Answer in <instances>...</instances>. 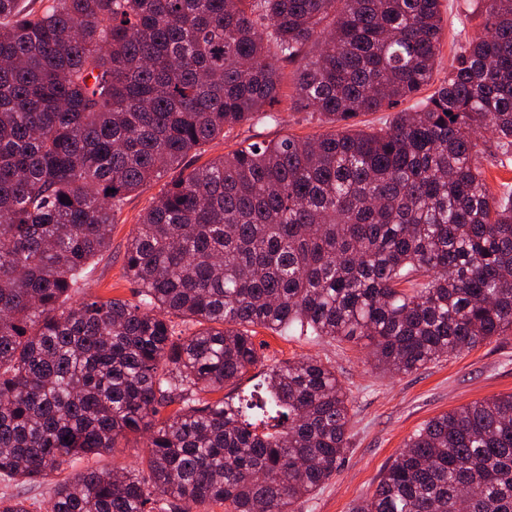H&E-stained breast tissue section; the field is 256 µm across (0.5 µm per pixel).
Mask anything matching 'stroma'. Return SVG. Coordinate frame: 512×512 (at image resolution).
I'll list each match as a JSON object with an SVG mask.
<instances>
[{
  "instance_id": "stroma-1",
  "label": "stroma",
  "mask_w": 512,
  "mask_h": 512,
  "mask_svg": "<svg viewBox=\"0 0 512 512\" xmlns=\"http://www.w3.org/2000/svg\"><path fill=\"white\" fill-rule=\"evenodd\" d=\"M443 36L437 58L436 79L448 74V64L459 45L482 29L479 0H441ZM297 65H282L281 96L272 108L276 118L235 128L226 137L190 153L182 163L193 169L241 145L292 135L306 140L334 132V125L290 106ZM153 182L129 196L115 215L107 251L78 291L79 296L137 302L136 286L126 274L127 245L153 197L161 189ZM262 359L243 381L250 389L268 367L285 360L315 357L331 365L350 394L348 450L338 472L313 496L298 506L299 512H351L352 506L371 495L386 468L409 437L430 419L477 401L512 393V334L495 336L475 347L450 353L419 370L392 375L376 369L369 349L361 344L280 336L258 329Z\"/></svg>"
}]
</instances>
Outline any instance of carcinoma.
<instances>
[{
    "label": "carcinoma",
    "instance_id": "1",
    "mask_svg": "<svg viewBox=\"0 0 512 512\" xmlns=\"http://www.w3.org/2000/svg\"><path fill=\"white\" fill-rule=\"evenodd\" d=\"M441 0H0V477L52 512H295L336 474L350 397L269 368L255 328L367 340L397 374L512 333V0H483L432 94ZM292 107L344 130L241 146L167 184L125 254L135 304H68L132 193ZM415 100L389 124L350 121ZM191 324L190 334L178 328ZM178 405L159 420V408ZM129 433L145 464L87 468ZM0 512H30L1 496ZM352 512H512V394L426 422ZM485 177L490 189L496 195L512 190V158L499 156L494 165L485 164ZM8 495H19L28 499L35 512H49L50 491L47 485H25L13 481H3L0 478V496L2 493Z\"/></svg>",
    "mask_w": 512,
    "mask_h": 512
}]
</instances>
